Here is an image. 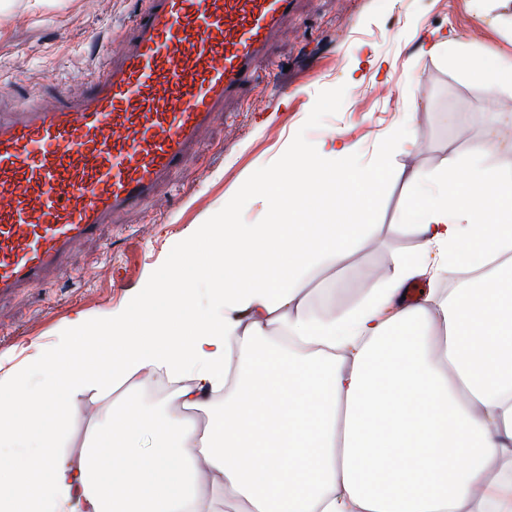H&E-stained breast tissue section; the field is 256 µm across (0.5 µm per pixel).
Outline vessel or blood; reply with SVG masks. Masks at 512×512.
Masks as SVG:
<instances>
[{"label":"vessel or blood","instance_id":"obj_1","mask_svg":"<svg viewBox=\"0 0 512 512\" xmlns=\"http://www.w3.org/2000/svg\"><path fill=\"white\" fill-rule=\"evenodd\" d=\"M119 59L67 101L0 111V296L39 287L113 215L152 204L258 78L296 0H145Z\"/></svg>","mask_w":512,"mask_h":512}]
</instances>
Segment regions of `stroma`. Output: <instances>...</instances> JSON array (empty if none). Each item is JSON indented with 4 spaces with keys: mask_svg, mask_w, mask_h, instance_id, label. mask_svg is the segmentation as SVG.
Returning <instances> with one entry per match:
<instances>
[{
    "mask_svg": "<svg viewBox=\"0 0 512 512\" xmlns=\"http://www.w3.org/2000/svg\"><path fill=\"white\" fill-rule=\"evenodd\" d=\"M142 0H0V109L43 91L59 101L110 59ZM287 38L260 65L261 80L228 102L185 168L146 209L124 212L85 242L43 285L0 299V368L23 365L76 316L121 313L178 262L194 235L233 211L240 224H266L270 212L245 199L254 177L280 172L290 152L339 135L359 167L384 163L373 231L353 255L306 286L310 308L357 305L413 238L390 226L409 200L407 179L440 171L450 157L496 127L512 140V90L489 96L448 60L430 54L431 31L453 32L479 49L512 58L510 15L479 14L473 0H299ZM413 124L415 143L397 149ZM106 396L83 392L68 455L79 456Z\"/></svg>",
    "mask_w": 512,
    "mask_h": 512,
    "instance_id": "1",
    "label": "stroma"
}]
</instances>
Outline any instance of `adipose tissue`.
I'll use <instances>...</instances> for the list:
<instances>
[{
    "instance_id": "ef3b65f1",
    "label": "adipose tissue",
    "mask_w": 512,
    "mask_h": 512,
    "mask_svg": "<svg viewBox=\"0 0 512 512\" xmlns=\"http://www.w3.org/2000/svg\"><path fill=\"white\" fill-rule=\"evenodd\" d=\"M487 93L512 60L437 38ZM473 142L408 177L394 257L353 308L316 313L304 286L347 259L366 224H299L328 200L370 206L380 169L341 137L301 150L295 183L263 174L247 195L273 224H211L181 265L121 314L77 318L31 363L0 375V512H512V170ZM465 277L407 300L430 272ZM205 282L198 294L196 282ZM161 375L163 403L135 396ZM88 389L112 393L78 460L65 447Z\"/></svg>"
}]
</instances>
